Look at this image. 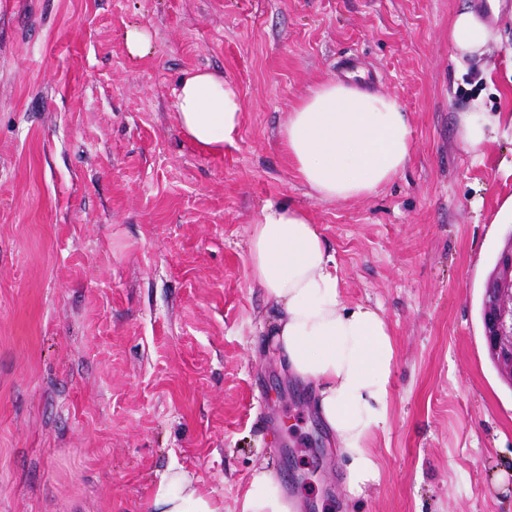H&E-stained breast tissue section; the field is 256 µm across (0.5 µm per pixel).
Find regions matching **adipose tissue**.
<instances>
[{"mask_svg": "<svg viewBox=\"0 0 512 512\" xmlns=\"http://www.w3.org/2000/svg\"><path fill=\"white\" fill-rule=\"evenodd\" d=\"M493 33L471 10L460 11L448 32L459 56L483 54ZM175 111L185 137L200 150L223 153L238 134L242 99L222 74L194 71L179 81ZM512 113L474 108L459 115L461 142L472 149L489 140ZM284 153L318 198L349 201L375 194L406 168L411 127L397 100L353 81L317 85L280 131ZM249 272L278 310L274 336L290 373L313 383L314 408L347 459L346 488L362 495L379 479L369 443L389 418L395 347L381 313L344 305L332 256L307 213L286 201L266 202L248 240ZM145 512H224L196 479L168 468ZM239 512H290L279 482L255 470Z\"/></svg>", "mask_w": 512, "mask_h": 512, "instance_id": "adipose-tissue-1", "label": "adipose tissue"}]
</instances>
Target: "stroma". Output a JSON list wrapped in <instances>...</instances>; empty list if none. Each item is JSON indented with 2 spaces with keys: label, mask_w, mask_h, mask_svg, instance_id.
I'll use <instances>...</instances> for the list:
<instances>
[{
  "label": "stroma",
  "mask_w": 512,
  "mask_h": 512,
  "mask_svg": "<svg viewBox=\"0 0 512 512\" xmlns=\"http://www.w3.org/2000/svg\"><path fill=\"white\" fill-rule=\"evenodd\" d=\"M485 2L0 0V512H143L172 465L224 512L258 466L298 512H512V386L479 313L512 236V128L459 137L474 102L512 111V0ZM466 8L495 38L459 62ZM199 69L244 103L219 155L178 127ZM349 70L398 101L412 157L372 196L323 201L278 134ZM269 200L309 213L343 302L379 307L394 337L379 479L358 498L249 275ZM153 34L144 26L130 25L124 35L125 45L131 57H143L152 51Z\"/></svg>",
  "instance_id": "stroma-1"
}]
</instances>
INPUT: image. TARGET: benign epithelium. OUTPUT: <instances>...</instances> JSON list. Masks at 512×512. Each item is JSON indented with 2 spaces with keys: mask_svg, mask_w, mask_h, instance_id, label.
Masks as SVG:
<instances>
[{
  "mask_svg": "<svg viewBox=\"0 0 512 512\" xmlns=\"http://www.w3.org/2000/svg\"><path fill=\"white\" fill-rule=\"evenodd\" d=\"M483 337L500 373L512 378V242H508L486 288Z\"/></svg>",
  "mask_w": 512,
  "mask_h": 512,
  "instance_id": "1",
  "label": "benign epithelium"
}]
</instances>
